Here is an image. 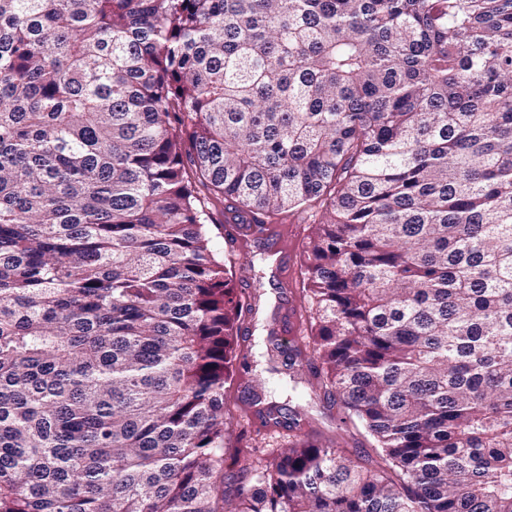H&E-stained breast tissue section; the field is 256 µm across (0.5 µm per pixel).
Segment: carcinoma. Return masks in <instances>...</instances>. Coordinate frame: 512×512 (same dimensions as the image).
Masks as SVG:
<instances>
[{
  "label": "carcinoma",
  "instance_id": "cac0c4a2",
  "mask_svg": "<svg viewBox=\"0 0 512 512\" xmlns=\"http://www.w3.org/2000/svg\"><path fill=\"white\" fill-rule=\"evenodd\" d=\"M320 209L310 335L363 428L228 450L205 225ZM307 356V370L295 368ZM512 512V0H0V512Z\"/></svg>",
  "mask_w": 512,
  "mask_h": 512
}]
</instances>
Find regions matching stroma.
<instances>
[{"instance_id":"stroma-1","label":"stroma","mask_w":512,"mask_h":512,"mask_svg":"<svg viewBox=\"0 0 512 512\" xmlns=\"http://www.w3.org/2000/svg\"><path fill=\"white\" fill-rule=\"evenodd\" d=\"M213 212L216 222L223 226L221 236L215 239L219 259L234 272L238 271L239 267H247L256 282L255 287L239 291L242 299L251 304L252 309L244 313L240 321V328L234 338L235 347H246L249 361L255 365L258 372L266 374L267 401L284 405L288 403L294 389L307 391L309 398L306 413L311 420L314 438L321 441L328 438L339 439L347 452H355L366 441L363 430L352 423L344 422L341 413L327 407L322 394L313 390L316 380L312 375H304L299 384H292L283 361L271 360L268 355L267 336L276 310L266 305L258 287L268 282L270 268L260 251L254 249L243 254L234 243L246 223V214L232 211L224 204L216 205ZM287 223L293 226L296 235L294 249L288 259V301L305 311L308 310L309 304L301 293L303 251L312 231V224L302 213L288 217Z\"/></svg>"}]
</instances>
